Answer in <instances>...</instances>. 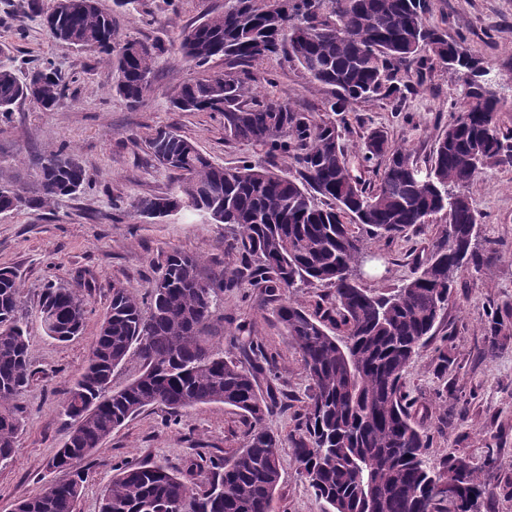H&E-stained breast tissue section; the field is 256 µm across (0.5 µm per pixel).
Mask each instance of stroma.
I'll list each match as a JSON object with an SVG mask.
<instances>
[{
    "instance_id": "obj_1",
    "label": "stroma",
    "mask_w": 512,
    "mask_h": 512,
    "mask_svg": "<svg viewBox=\"0 0 512 512\" xmlns=\"http://www.w3.org/2000/svg\"><path fill=\"white\" fill-rule=\"evenodd\" d=\"M224 2L137 0L127 9L114 0H98V5L115 17L120 37L169 45L207 13L222 11ZM28 3L0 0V46L8 48L23 69L52 60L66 86V98L52 112L22 102L8 117H0V184L38 194V158L62 149L78 159L88 181L76 194L44 208L0 213V268H12L21 280L33 371L30 385L14 401L22 428L12 460L0 463V512H14L19 500L39 493L45 482L61 479V472L49 468L64 434L60 403L87 362L113 287L125 288L141 300L149 298L156 268L173 249L198 257L205 277L239 263L224 252L223 225L201 216L185 210L159 219L115 214L114 204L165 195L176 187L175 178L153 160L150 135L173 127L215 163L234 167L248 160L274 164L278 173L290 177L297 173L290 160L269 159L259 146L226 141L221 115L170 109L173 91L202 74L226 71L223 59L200 69L174 55H162L150 94L132 109L114 90L113 70L93 53L54 41ZM427 3L425 24L462 42L493 70L505 100L498 124L512 133V0ZM253 72L257 95L290 103L313 121L329 119L325 103L330 89L312 86L296 61L274 56L254 66ZM396 79L405 88L403 97L358 103L344 115L342 142L352 172L370 187L377 183L376 172L358 158L369 131L381 130L390 143L409 148L424 162L463 104L461 80L440 64L423 70L401 66ZM470 194L479 214L480 251L494 259L457 275L435 336L413 356L403 390L413 403L415 424L431 437L430 463L438 466L456 455L484 464L487 495L481 512H512V163L483 170ZM447 222L440 213L400 237L370 239L373 259L363 268V286L377 292L402 287ZM56 279L77 288L88 307L83 334L67 343L45 336L39 320L45 287ZM279 302L278 296L247 281L224 290L204 336L214 349L232 352L245 364L251 359L247 341L252 337L274 356L273 374L258 378L261 393L277 396L265 420L281 441V479L271 512H321L292 454L309 380L300 351L275 314ZM496 319L504 326L495 336L491 326ZM247 430L246 418L221 403L190 410L177 423L164 408H147L80 463L85 482L77 512H99L100 492L116 468L155 463L180 472L193 460L205 465L242 448Z\"/></svg>"
}]
</instances>
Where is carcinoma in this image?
Returning a JSON list of instances; mask_svg holds the SVG:
<instances>
[{"label":"carcinoma","mask_w":512,"mask_h":512,"mask_svg":"<svg viewBox=\"0 0 512 512\" xmlns=\"http://www.w3.org/2000/svg\"><path fill=\"white\" fill-rule=\"evenodd\" d=\"M426 9L427 0H232L183 30L168 48L119 40L112 16L97 0H55L44 17L50 34L111 66L114 90L133 107L150 92L159 55L170 51L199 68L224 58L230 70L183 84L170 106L219 113L226 140L255 143L270 156L293 160L299 177L249 161L227 169L173 129L150 138L154 160L176 174L178 184L167 196L133 200L128 213L155 218L165 207H185L222 224L224 250L240 257L241 268L206 281L195 257L173 250L155 278L167 287L153 288L148 302L112 289L87 364L61 402L68 427L50 468L71 470L72 477L46 482L16 512H76L83 476L75 467L113 430L151 406L177 417L210 403L233 407L250 421L244 448L195 485L191 478L202 469L195 461L184 472L163 475L157 474L160 465H125L102 491L100 512H270L281 479L280 439L264 425L276 401L260 392L257 373L273 369L274 356L252 340L255 363L247 367L203 339L219 292L243 278L284 295L276 314L310 381L293 454L322 512H424L427 497L450 478L457 482V503L450 511L441 497L433 512H480L482 466L452 456L438 469L429 466V439L412 421L402 379L415 350L433 336L456 275L480 262L470 187L486 166L512 161V137L497 125L500 99L482 98L480 74L465 84L462 110L453 113L423 165L382 131L368 133L361 161L378 175L370 191L352 174L335 121L314 122L277 98L251 96L248 86L253 65L283 54L311 83L331 89L327 107L341 115L355 103L399 93V65L424 61L422 52L444 65L476 60L425 25ZM34 79L40 110L59 108L64 93L58 69L44 64L21 75L0 48L1 115L29 100ZM72 160L62 149L39 161L38 196L1 184L0 212L41 208L78 192L88 176ZM317 196L332 206L320 207ZM442 211L448 224L412 279L381 294L361 285L367 236L396 237ZM356 225L365 234L355 232ZM317 283L334 288L336 300L320 318L290 297L292 289ZM20 288L15 271L0 269V463L13 457L22 427L13 401L32 377ZM40 310L53 315L50 338L67 342L82 334L87 304L78 289L48 285ZM340 326L342 338L334 332ZM131 352L141 361L140 374L111 389L112 373Z\"/></svg>","instance_id":"obj_1"}]
</instances>
